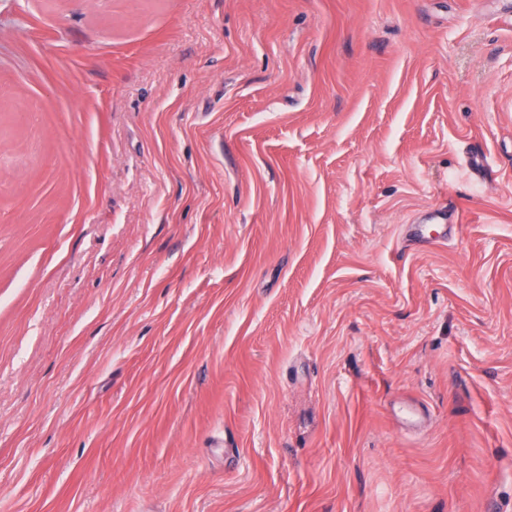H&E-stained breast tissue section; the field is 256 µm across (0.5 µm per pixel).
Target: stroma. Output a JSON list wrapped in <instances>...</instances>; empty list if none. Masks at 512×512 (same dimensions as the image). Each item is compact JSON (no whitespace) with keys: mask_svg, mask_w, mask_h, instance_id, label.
Returning a JSON list of instances; mask_svg holds the SVG:
<instances>
[{"mask_svg":"<svg viewBox=\"0 0 512 512\" xmlns=\"http://www.w3.org/2000/svg\"><path fill=\"white\" fill-rule=\"evenodd\" d=\"M0 512H512V0H0Z\"/></svg>","mask_w":512,"mask_h":512,"instance_id":"stroma-1","label":"stroma"}]
</instances>
